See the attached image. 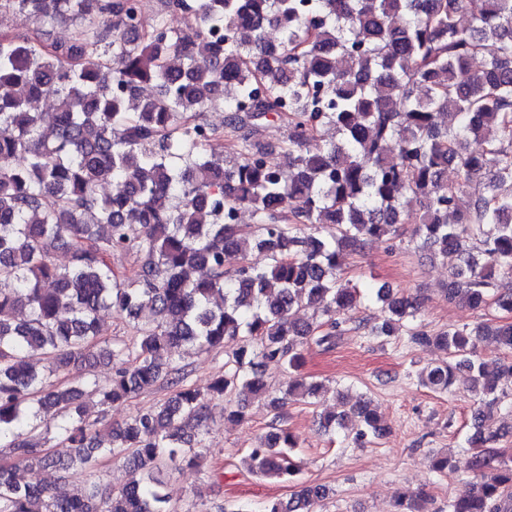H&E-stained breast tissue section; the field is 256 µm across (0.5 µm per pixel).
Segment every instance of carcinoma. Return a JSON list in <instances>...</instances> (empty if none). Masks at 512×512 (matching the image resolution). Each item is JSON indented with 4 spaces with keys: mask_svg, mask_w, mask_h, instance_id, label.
<instances>
[{
    "mask_svg": "<svg viewBox=\"0 0 512 512\" xmlns=\"http://www.w3.org/2000/svg\"><path fill=\"white\" fill-rule=\"evenodd\" d=\"M6 7L83 30L72 43L0 36V438H10L13 457L0 466V512H175L158 473L200 466L207 402L223 399L228 417L243 420L232 396L264 392L270 362L295 372L274 409L317 397L320 385L300 372L304 351L333 348L363 294L384 312L368 335L401 333L448 351L419 374L422 386L447 392L468 372L478 398L465 440L473 452L432 460L437 473L468 476L448 512H512V461L486 428L507 397L500 381L512 378V357L488 362L470 348L471 337L486 336L512 354V322L431 332L417 322V299L340 273L342 257L412 224L448 266V299L512 314V0H202L190 37L163 17L144 29L137 0H0ZM107 16L114 34L102 51L97 27ZM266 27L278 42L264 40ZM219 29L224 40L211 41ZM150 83L155 94L142 96ZM221 99L231 165L196 134L200 113ZM41 100L53 111L36 110ZM285 100L286 172L252 143ZM325 127L335 140H322ZM450 167L483 178L465 207ZM102 183L112 194L99 195ZM410 194L420 203L414 216L404 207ZM217 196L227 213L252 209L258 232L224 223ZM286 198L295 202L287 213ZM58 248L70 250L69 265L55 263ZM254 249L270 262L250 261ZM115 251L136 254L132 276L112 270ZM202 267L207 275L192 278ZM217 295L224 305L215 308ZM112 307L134 323L128 343L98 336V313ZM302 307L320 321L295 322ZM231 340L240 344L204 391L172 358ZM34 352L49 361L42 372ZM89 357L112 363L102 406L160 382L171 391L111 428L106 446L96 440L104 414L84 405V382L54 383ZM320 425L350 430L359 445L385 430L367 401L324 413ZM51 432L71 448L70 462L48 453ZM297 445L273 424L245 467L292 476ZM105 456L124 457L131 470L117 491L91 481L69 494L26 480L33 467L87 470ZM328 492L306 485L264 512H314Z\"/></svg>",
    "mask_w": 512,
    "mask_h": 512,
    "instance_id": "carcinoma-1",
    "label": "carcinoma"
}]
</instances>
